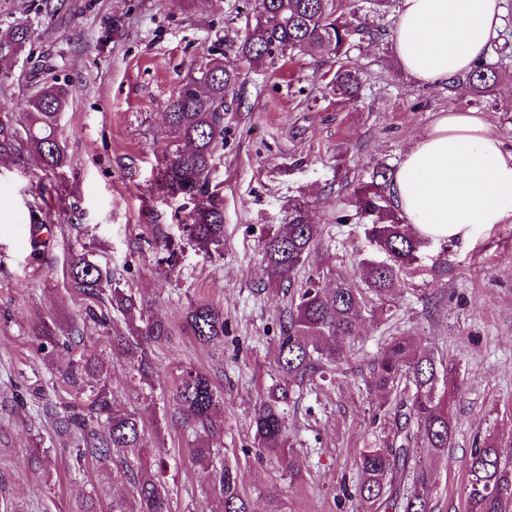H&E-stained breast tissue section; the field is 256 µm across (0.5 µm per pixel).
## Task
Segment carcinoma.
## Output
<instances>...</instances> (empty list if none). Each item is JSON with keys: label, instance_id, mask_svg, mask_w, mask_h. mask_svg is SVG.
I'll use <instances>...</instances> for the list:
<instances>
[{"label": "carcinoma", "instance_id": "obj_1", "mask_svg": "<svg viewBox=\"0 0 512 512\" xmlns=\"http://www.w3.org/2000/svg\"><path fill=\"white\" fill-rule=\"evenodd\" d=\"M33 36L29 20L15 21L0 30V82L27 51ZM373 36L371 29L343 20L342 0H259L254 25L237 48V56L259 65L276 53L311 49L348 56L354 42ZM495 64L482 61L469 72L463 85L482 97L499 81ZM239 73L224 58H213L192 83L185 84L166 104L168 126L187 148L169 150L158 168L160 187L172 198L194 204L190 223L184 225L189 241L208 249L224 241V207L219 192L210 190V172L224 146L227 98L235 91ZM362 71L349 64L336 70V94L353 98L359 94ZM68 104L66 90L45 78L27 100L23 117L0 112V159L25 162L32 158L44 169L57 171L68 163L57 135L62 112ZM391 169L373 168L371 181L354 189L355 218L366 225L365 236L381 259L361 262L362 286L336 276L334 286H320L315 275L294 288L297 271L305 266L321 237L320 225L312 223L301 203L293 206L290 219L262 241L261 278L270 286L293 289L291 306L281 326L277 365L284 383L269 389L256 405L251 419L253 442L269 458L292 453L285 426V406L292 388L336 366L338 348L359 335V313L368 296L383 300L406 283L420 261L422 248L431 240L411 233L399 217L390 196ZM70 278L78 290L93 300L86 308L90 320L106 325L112 315L126 321L129 335L112 337V356L124 361L129 371L150 383L155 373L154 344L168 338V327L150 318L135 296L112 283L108 271L84 258L70 265ZM185 322L202 345L224 338V309L208 303L189 307ZM106 366L96 353H83L65 372L69 385L87 394L84 405L48 409L59 427L80 435L77 456L96 463L103 472L112 470L114 451L123 452L121 466L129 473L125 495L112 498V512H171L169 490L161 480L162 465L147 467L150 452L146 425L139 414L121 408L105 385H89L86 377L101 375ZM454 368L426 348H417L406 337L393 339L374 361L368 389L396 395L391 417V439L382 448H366L358 458L357 496L365 512H431L433 466L450 447L454 419L448 406V389ZM172 401L175 411L194 434L192 460L204 475L207 489L217 499L220 512H251L240 492L243 474L224 459L214 446L223 431L218 419L223 396L210 376L193 367H183ZM464 493L467 512H512V452L498 440H483L466 465ZM416 490L402 493L406 481Z\"/></svg>", "mask_w": 512, "mask_h": 512}]
</instances>
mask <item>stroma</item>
Masks as SVG:
<instances>
[{
	"label": "stroma",
	"instance_id": "obj_1",
	"mask_svg": "<svg viewBox=\"0 0 512 512\" xmlns=\"http://www.w3.org/2000/svg\"><path fill=\"white\" fill-rule=\"evenodd\" d=\"M399 0L367 15L379 38L350 53L363 71L358 98L334 95L332 54L303 52L242 65L224 114V146L210 182L224 204V244L204 250L187 240L181 217L192 203L158 186L173 138L164 105L197 77L213 51L234 60L258 11L256 0H0V27L32 21L33 56H43L69 105L59 138L69 162L54 173L36 163L0 161V512H69L93 495L108 512L126 480L77 466L74 440L43 413L79 353L43 350L34 328L80 322L88 306L69 277L73 258L106 268L147 313L168 324L155 347L151 384L112 356L127 326L83 324L88 349L106 365L101 377L117 403L153 425L149 445L165 461L172 512H205L192 437L172 405L181 365L207 372L224 394V455L241 469L252 512H357L350 497L362 449L383 446L393 422L375 415L380 394L364 380L393 336L411 337L456 365L459 391L452 445L435 467L433 512H466V463L475 440H512V218L466 244L435 242L421 271L390 298L360 313V334L340 350L333 374L304 384L286 410L293 460L259 458L250 420L260 396L280 381L276 361L285 290L264 287L261 241L304 203L322 235L313 261L324 286L336 275L358 280L369 244L363 228L337 223L359 183L382 162L398 167L421 133L448 112L480 114L512 150V0L489 62L504 75L484 97L417 85L399 66L391 33ZM44 228L31 236V217ZM224 310L222 342L200 345L185 329L191 303ZM81 323V322H80Z\"/></svg>",
	"mask_w": 512,
	"mask_h": 512
}]
</instances>
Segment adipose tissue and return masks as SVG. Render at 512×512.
<instances>
[{
  "label": "adipose tissue",
  "mask_w": 512,
  "mask_h": 512,
  "mask_svg": "<svg viewBox=\"0 0 512 512\" xmlns=\"http://www.w3.org/2000/svg\"><path fill=\"white\" fill-rule=\"evenodd\" d=\"M502 0H401L392 42L422 86L442 87L487 57ZM412 233L467 242L512 216V152L472 112L442 114L406 152L390 186Z\"/></svg>",
  "instance_id": "obj_1"
}]
</instances>
